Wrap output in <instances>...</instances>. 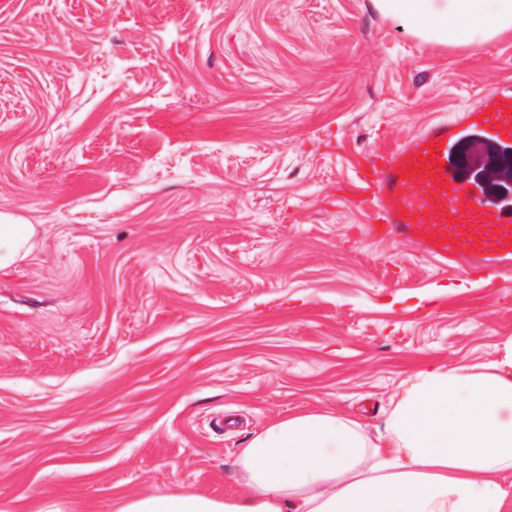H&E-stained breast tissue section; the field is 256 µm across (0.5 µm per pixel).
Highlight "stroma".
I'll return each instance as SVG.
<instances>
[{
  "label": "stroma",
  "mask_w": 512,
  "mask_h": 512,
  "mask_svg": "<svg viewBox=\"0 0 512 512\" xmlns=\"http://www.w3.org/2000/svg\"><path fill=\"white\" fill-rule=\"evenodd\" d=\"M512 80V31L415 37L371 0H0V512L240 498L303 412L376 436L417 371H485L512 280L364 236L381 139ZM33 234L32 224L0 215V268L15 264L28 254Z\"/></svg>",
  "instance_id": "obj_1"
}]
</instances>
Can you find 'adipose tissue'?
Instances as JSON below:
<instances>
[{
	"label": "adipose tissue",
	"instance_id": "1",
	"mask_svg": "<svg viewBox=\"0 0 512 512\" xmlns=\"http://www.w3.org/2000/svg\"><path fill=\"white\" fill-rule=\"evenodd\" d=\"M422 40L470 47L512 30V0H373ZM32 225L0 216V268L23 259ZM495 372L431 366L411 375L377 438L355 420L285 418L239 449L247 497L147 493L118 512H501L512 471V341Z\"/></svg>",
	"mask_w": 512,
	"mask_h": 512
}]
</instances>
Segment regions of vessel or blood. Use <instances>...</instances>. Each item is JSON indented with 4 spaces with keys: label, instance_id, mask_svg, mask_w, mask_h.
I'll use <instances>...</instances> for the list:
<instances>
[{
    "label": "vessel or blood",
    "instance_id": "obj_1",
    "mask_svg": "<svg viewBox=\"0 0 512 512\" xmlns=\"http://www.w3.org/2000/svg\"><path fill=\"white\" fill-rule=\"evenodd\" d=\"M512 149V86L486 93L455 119L435 118L356 167L354 205L366 233L405 243L437 267L512 276V183L483 177L489 150Z\"/></svg>",
    "mask_w": 512,
    "mask_h": 512
}]
</instances>
